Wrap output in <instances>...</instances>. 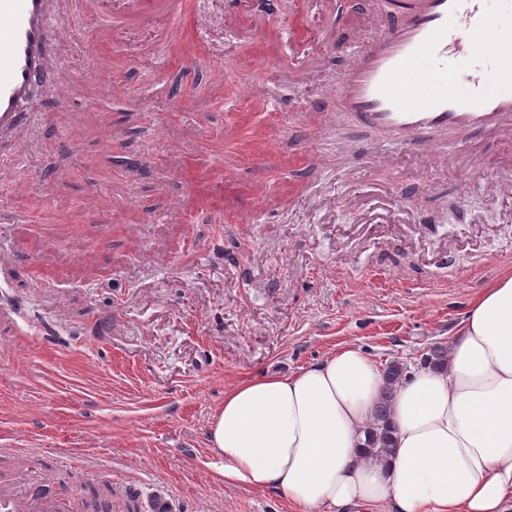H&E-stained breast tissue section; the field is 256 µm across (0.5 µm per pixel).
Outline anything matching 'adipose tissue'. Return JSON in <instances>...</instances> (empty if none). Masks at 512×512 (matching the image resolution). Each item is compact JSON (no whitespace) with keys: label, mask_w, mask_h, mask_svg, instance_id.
<instances>
[{"label":"adipose tissue","mask_w":512,"mask_h":512,"mask_svg":"<svg viewBox=\"0 0 512 512\" xmlns=\"http://www.w3.org/2000/svg\"><path fill=\"white\" fill-rule=\"evenodd\" d=\"M382 388L348 344L227 388L209 424L219 476L312 512H512L511 272L471 302L443 366L406 373L385 452L364 445Z\"/></svg>","instance_id":"1"}]
</instances>
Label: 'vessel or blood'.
<instances>
[{"mask_svg":"<svg viewBox=\"0 0 512 512\" xmlns=\"http://www.w3.org/2000/svg\"><path fill=\"white\" fill-rule=\"evenodd\" d=\"M67 0H0V131L39 116L46 64L60 55ZM394 21L336 75L340 110L401 146L428 135L458 140L512 132V0H377ZM167 49L195 63L180 27ZM61 495L41 492L29 474L0 479V512H69Z\"/></svg>","mask_w":512,"mask_h":512,"instance_id":"b4317fda","label":"vessel or blood"}]
</instances>
